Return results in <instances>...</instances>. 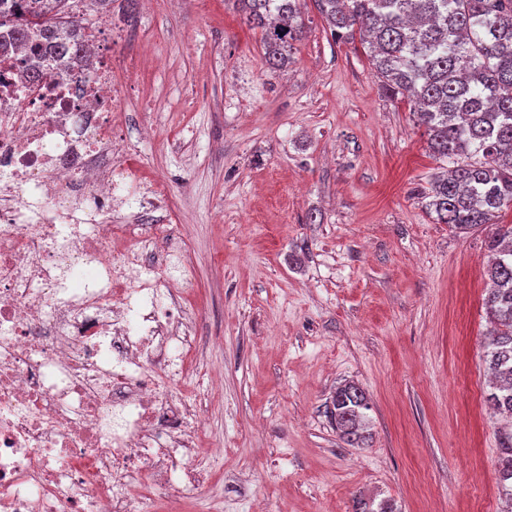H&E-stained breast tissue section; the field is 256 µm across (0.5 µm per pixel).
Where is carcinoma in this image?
Returning <instances> with one entry per match:
<instances>
[{"mask_svg": "<svg viewBox=\"0 0 512 512\" xmlns=\"http://www.w3.org/2000/svg\"><path fill=\"white\" fill-rule=\"evenodd\" d=\"M245 23L260 31L264 61L280 70L292 60L305 18L302 0H236ZM330 34L360 38L383 92L413 108L435 159L448 164L422 198L437 223L461 234L484 224L490 288L485 363L486 402L508 418L500 434L499 480L512 505V0H315ZM71 0H0V29L29 48L26 73L42 76L41 57L80 53ZM370 405L346 383L332 396L330 418L350 446L368 444Z\"/></svg>", "mask_w": 512, "mask_h": 512, "instance_id": "obj_1", "label": "carcinoma"}]
</instances>
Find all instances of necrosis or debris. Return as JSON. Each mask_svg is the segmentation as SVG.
<instances>
[{"instance_id": "4bbe7bcc", "label": "necrosis or debris", "mask_w": 512, "mask_h": 512, "mask_svg": "<svg viewBox=\"0 0 512 512\" xmlns=\"http://www.w3.org/2000/svg\"><path fill=\"white\" fill-rule=\"evenodd\" d=\"M102 16L89 68L0 53V512H150L159 490L193 492L220 451L200 449L203 416L175 385L186 347L183 285L146 261L164 236L167 195L141 183L132 224L128 152L112 130L116 90ZM41 207L23 215L26 195Z\"/></svg>"}]
</instances>
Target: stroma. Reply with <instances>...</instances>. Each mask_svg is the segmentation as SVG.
<instances>
[{
    "label": "stroma",
    "mask_w": 512,
    "mask_h": 512,
    "mask_svg": "<svg viewBox=\"0 0 512 512\" xmlns=\"http://www.w3.org/2000/svg\"><path fill=\"white\" fill-rule=\"evenodd\" d=\"M119 162L168 186L149 263L185 279L187 399L224 461L181 512H507L501 418L485 397L490 226L465 235L420 198L439 172L407 103L314 5L287 69L265 66L234 0L112 5ZM222 365L221 386L202 376ZM366 394L371 439L328 408ZM330 408V418L339 437L348 445L364 448L368 445L369 434H365L367 415L370 408L365 392L356 384L346 383L336 389Z\"/></svg>",
    "instance_id": "35a3bbf8"
}]
</instances>
